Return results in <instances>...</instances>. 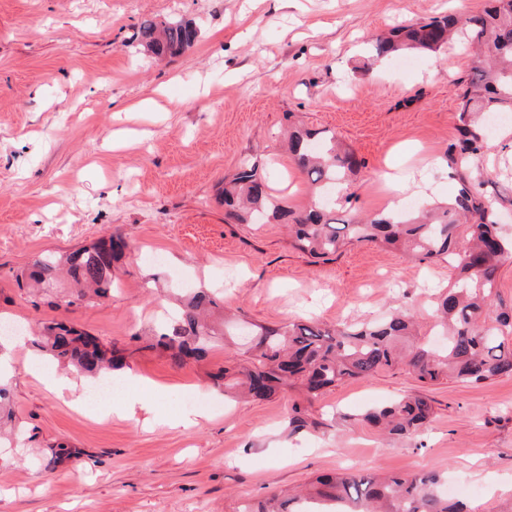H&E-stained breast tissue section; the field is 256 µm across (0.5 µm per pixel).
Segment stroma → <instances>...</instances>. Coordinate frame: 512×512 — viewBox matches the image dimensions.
<instances>
[{"mask_svg": "<svg viewBox=\"0 0 512 512\" xmlns=\"http://www.w3.org/2000/svg\"><path fill=\"white\" fill-rule=\"evenodd\" d=\"M485 0H0V322L23 337L0 339V382L20 430L0 445V512H239L334 470L356 474L437 471L459 486L469 512H512V377L483 385L445 379L429 387L407 370L327 390L307 407L317 418L357 414L426 391L424 432L387 443L346 426L288 435L300 396L225 395L213 376L232 357L223 336L184 365L137 350L183 286L207 288L221 310L262 326L312 321L335 328L408 310L434 339L436 292L453 284L447 263H420L374 244L330 261L295 249L280 224H229L220 193L240 162L258 157L271 193L306 209L311 187L283 142L290 125L325 129L363 166L350 187L352 215L387 209L383 176L405 198L444 202L456 183L442 157L473 63L460 43L364 71L375 37L444 10L471 14ZM146 18L185 19L199 38L179 57L145 55ZM148 100L147 112L130 111ZM482 167L506 199L512 235V134H489ZM120 232L131 245L109 297L58 303L18 287L40 255L68 253ZM65 321L127 350L113 377L149 383L154 419L117 417L49 388L65 368L31 346L44 323ZM208 419L172 420L187 398ZM73 455L53 460L56 445Z\"/></svg>", "mask_w": 512, "mask_h": 512, "instance_id": "stroma-1", "label": "stroma"}]
</instances>
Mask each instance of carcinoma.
<instances>
[{
  "mask_svg": "<svg viewBox=\"0 0 512 512\" xmlns=\"http://www.w3.org/2000/svg\"><path fill=\"white\" fill-rule=\"evenodd\" d=\"M458 37L475 47L477 56L463 80L457 137L444 154L448 177L457 183L450 202L412 213L377 212L358 223L339 221L323 199L336 194L338 186H349L361 163L332 132L301 128L288 135V146L296 166L310 178L313 206L295 211L275 199L268 193L265 168L251 159L225 180L222 195L226 222L262 219L283 224L292 245L316 259L328 261L348 244L370 243L402 250L420 263L445 261L458 269L455 283L433 302L441 346L415 340L416 320L400 309L334 330L313 322L258 326L245 351L246 365L219 375L224 387L267 399L288 386L310 401L348 380L403 366L424 386L444 379L477 385L512 377V312L491 315L498 271L512 259V237L502 233L497 220L505 198L484 189L480 171L489 149L490 117L512 112V0H487L474 15L440 14L398 25L375 39L367 69L405 53L435 52ZM137 38L145 53L174 57L195 44L198 29L184 20L145 19ZM128 250L124 237L115 232L65 257L45 255L20 275L21 286L48 291L64 274L76 286L67 304L83 300L88 290L104 297L112 288L115 264ZM216 306L217 297L207 289L189 292L160 331L146 339V347L164 349L176 365L204 357L216 336L208 320ZM31 343L81 373L98 376L122 366V358L98 337L63 322L44 325ZM433 415V400L421 392L360 415L341 413L338 420L360 421L398 440L419 433ZM325 427L305 406L294 404L288 411L291 435ZM443 482L444 476L434 471L382 478L322 475L303 494L272 495L241 512H311L308 504L314 501L335 502L342 506L339 512H469L462 502L440 493Z\"/></svg>",
  "mask_w": 512,
  "mask_h": 512,
  "instance_id": "1",
  "label": "carcinoma"
}]
</instances>
